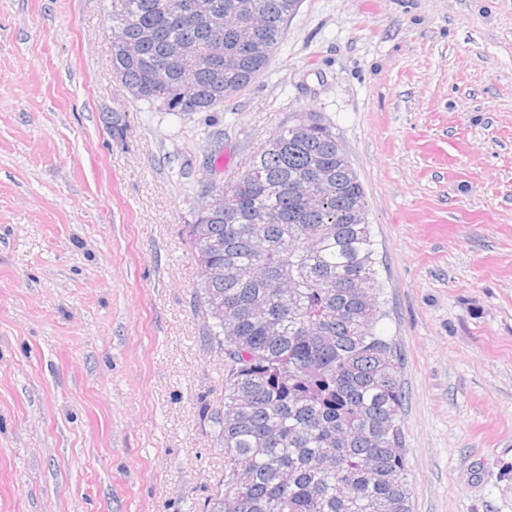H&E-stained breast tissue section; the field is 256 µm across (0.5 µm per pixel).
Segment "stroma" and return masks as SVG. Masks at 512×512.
I'll use <instances>...</instances> for the list:
<instances>
[{
	"instance_id": "1",
	"label": "stroma",
	"mask_w": 512,
	"mask_h": 512,
	"mask_svg": "<svg viewBox=\"0 0 512 512\" xmlns=\"http://www.w3.org/2000/svg\"><path fill=\"white\" fill-rule=\"evenodd\" d=\"M110 5L0 0V512L219 492L189 227L296 112L365 189L414 512H512V0H301L251 86L175 115L113 76Z\"/></svg>"
}]
</instances>
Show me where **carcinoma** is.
<instances>
[{
  "instance_id": "obj_1",
  "label": "carcinoma",
  "mask_w": 512,
  "mask_h": 512,
  "mask_svg": "<svg viewBox=\"0 0 512 512\" xmlns=\"http://www.w3.org/2000/svg\"><path fill=\"white\" fill-rule=\"evenodd\" d=\"M112 0V72L134 99L167 112H214L266 68L301 0H250L263 23L253 54L238 0ZM200 56L162 70L171 46ZM217 246L194 293L224 356L212 413L224 490L206 512H412L402 445V363L376 330L380 282L365 189L336 133L293 115L252 156L224 206L191 225Z\"/></svg>"
}]
</instances>
